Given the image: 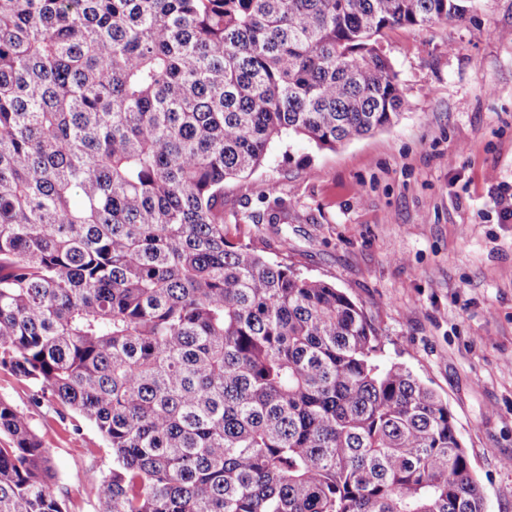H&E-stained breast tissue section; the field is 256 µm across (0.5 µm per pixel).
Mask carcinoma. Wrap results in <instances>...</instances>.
Masks as SVG:
<instances>
[{
  "instance_id": "cac0c4a2",
  "label": "carcinoma",
  "mask_w": 512,
  "mask_h": 512,
  "mask_svg": "<svg viewBox=\"0 0 512 512\" xmlns=\"http://www.w3.org/2000/svg\"><path fill=\"white\" fill-rule=\"evenodd\" d=\"M475 0H0V368L93 422L99 512H485L448 403L224 223L283 135L409 106L379 40ZM0 512H67L0 400Z\"/></svg>"
}]
</instances>
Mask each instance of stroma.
<instances>
[{
  "mask_svg": "<svg viewBox=\"0 0 512 512\" xmlns=\"http://www.w3.org/2000/svg\"><path fill=\"white\" fill-rule=\"evenodd\" d=\"M409 107L392 127L320 149L271 144L225 183L224 221L261 254L332 283L378 330L386 361L443 398L486 512H512V0L463 19L397 28L380 43ZM0 369V400L26 412L48 448L55 494L97 512L86 471L107 472L98 429Z\"/></svg>",
  "mask_w": 512,
  "mask_h": 512,
  "instance_id": "1",
  "label": "stroma"
}]
</instances>
